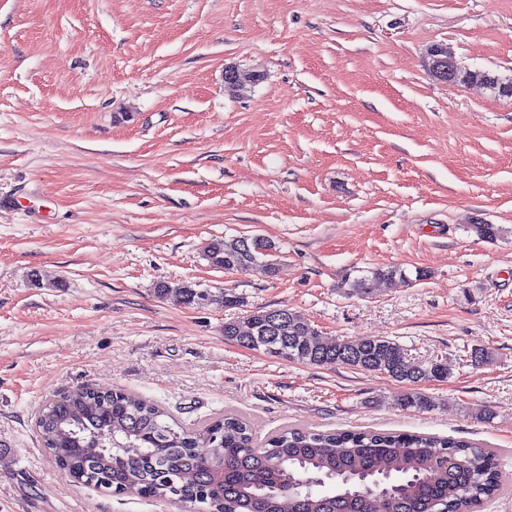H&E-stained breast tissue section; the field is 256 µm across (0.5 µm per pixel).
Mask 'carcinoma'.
I'll return each mask as SVG.
<instances>
[{"label":"carcinoma","mask_w":512,"mask_h":512,"mask_svg":"<svg viewBox=\"0 0 512 512\" xmlns=\"http://www.w3.org/2000/svg\"><path fill=\"white\" fill-rule=\"evenodd\" d=\"M204 256L229 272L258 266L279 273L277 260L246 249L240 237L211 240ZM397 278H406L397 267L374 269L345 286L369 295ZM154 293L200 308L243 305L230 289L194 281L175 288L159 281ZM278 312L273 327L258 311L243 322H224L225 340L286 362L384 374L406 386L394 405L435 407L423 386L448 379V360L415 362L394 340L351 343L322 335L288 308ZM36 425L43 448L74 481L109 493L200 503L206 512H478L503 486L494 449L450 437L294 429L257 447L249 424L236 415L186 429L169 422L154 401L91 385L68 391L63 404L45 405Z\"/></svg>","instance_id":"cac0c4a2"}]
</instances>
